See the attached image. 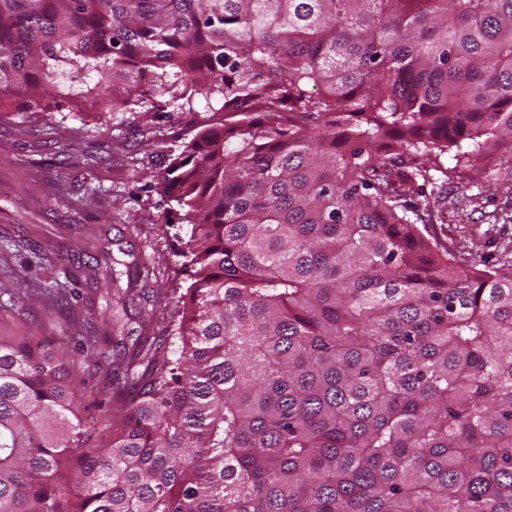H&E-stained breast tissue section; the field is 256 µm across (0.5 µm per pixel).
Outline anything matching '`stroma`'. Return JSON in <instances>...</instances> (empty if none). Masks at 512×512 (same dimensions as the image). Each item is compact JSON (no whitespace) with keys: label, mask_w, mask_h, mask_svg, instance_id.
<instances>
[{"label":"stroma","mask_w":512,"mask_h":512,"mask_svg":"<svg viewBox=\"0 0 512 512\" xmlns=\"http://www.w3.org/2000/svg\"><path fill=\"white\" fill-rule=\"evenodd\" d=\"M13 96L0 111V302L17 277L40 284L77 279L73 310L102 306L103 291L78 275V255L154 264L173 279L184 224L148 188V172L178 153L193 112H96L73 95L38 112ZM446 223L434 225L441 245L470 259L512 261V221L492 224L491 212H512V164L499 156L472 163L469 180L443 189ZM6 330L69 335L66 317L47 306L0 321Z\"/></svg>","instance_id":"35a3bbf8"}]
</instances>
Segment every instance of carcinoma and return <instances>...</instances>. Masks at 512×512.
<instances>
[{
    "label": "carcinoma",
    "instance_id": "carcinoma-1",
    "mask_svg": "<svg viewBox=\"0 0 512 512\" xmlns=\"http://www.w3.org/2000/svg\"><path fill=\"white\" fill-rule=\"evenodd\" d=\"M91 71L206 113L149 174L188 285L137 264L100 336L0 332V512H512V264L428 199L512 161V0H0V104Z\"/></svg>",
    "mask_w": 512,
    "mask_h": 512
}]
</instances>
